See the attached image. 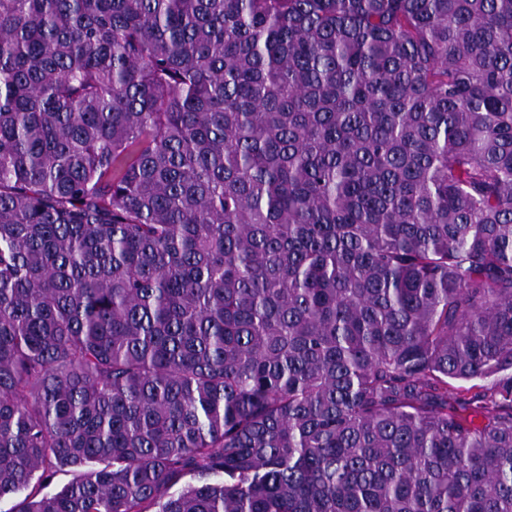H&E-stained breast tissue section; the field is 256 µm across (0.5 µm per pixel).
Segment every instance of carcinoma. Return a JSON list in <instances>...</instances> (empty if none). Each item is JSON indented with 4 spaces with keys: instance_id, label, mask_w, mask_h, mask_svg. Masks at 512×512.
<instances>
[{
    "instance_id": "obj_1",
    "label": "carcinoma",
    "mask_w": 512,
    "mask_h": 512,
    "mask_svg": "<svg viewBox=\"0 0 512 512\" xmlns=\"http://www.w3.org/2000/svg\"><path fill=\"white\" fill-rule=\"evenodd\" d=\"M5 497L512 512V0H0Z\"/></svg>"
}]
</instances>
